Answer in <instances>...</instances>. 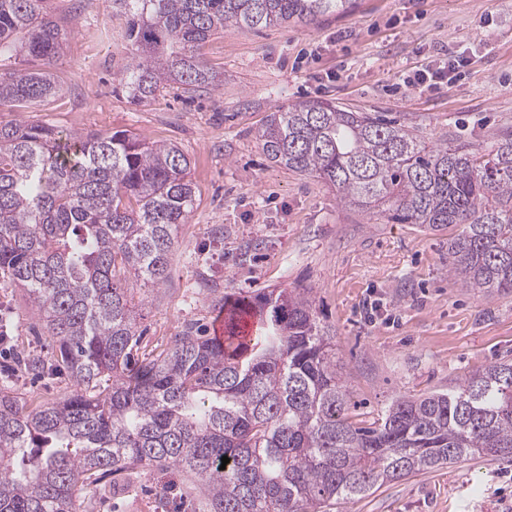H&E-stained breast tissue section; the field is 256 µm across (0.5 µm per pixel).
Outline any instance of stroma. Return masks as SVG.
<instances>
[{"label": "stroma", "mask_w": 512, "mask_h": 512, "mask_svg": "<svg viewBox=\"0 0 512 512\" xmlns=\"http://www.w3.org/2000/svg\"><path fill=\"white\" fill-rule=\"evenodd\" d=\"M71 35L56 71L63 91L45 105L0 106V125L23 119L67 132L126 130L177 144L198 189L170 255V277L136 293L145 344L186 323L212 327L220 299L309 288L329 326L350 393L349 414L370 421L397 397L448 388L512 358V293L491 298L448 273V233L345 206L321 179L267 159L257 138L282 106L321 98L419 127L427 143L487 146L512 130V0H357L314 26L228 28L198 54L218 89L177 85L130 104L118 93L126 56L111 0H48ZM463 56L452 83H415L418 71ZM0 389L33 404L56 401L67 379L19 377L20 351L51 356L56 341L23 289L0 278ZM158 477L95 512H156ZM329 512H512V460L467 458L411 476Z\"/></svg>", "instance_id": "35a3bbf8"}]
</instances>
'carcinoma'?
<instances>
[{
  "label": "carcinoma",
  "instance_id": "1",
  "mask_svg": "<svg viewBox=\"0 0 512 512\" xmlns=\"http://www.w3.org/2000/svg\"><path fill=\"white\" fill-rule=\"evenodd\" d=\"M47 0H0V105L39 107L61 90L54 67L68 31ZM354 0H112L131 61L134 103L175 83L222 80L197 46L226 27L312 25ZM268 158L336 189L389 221L453 228L448 272L486 297L512 292V130L489 149L443 140L370 112L309 99L269 115ZM190 160L173 143L126 131L67 135L53 125H0V274L24 289L52 336L53 359L19 371L64 372L70 394L31 407L0 391V512H85L87 492H117L145 469L193 476L206 512H323L385 484L463 458H512V361L448 390L396 397L373 422L348 415V390L309 288L224 298V341L193 324L141 351L127 281L169 274L179 225L195 202ZM261 331L247 341L239 318ZM228 457L220 469L222 457Z\"/></svg>",
  "mask_w": 512,
  "mask_h": 512
}]
</instances>
